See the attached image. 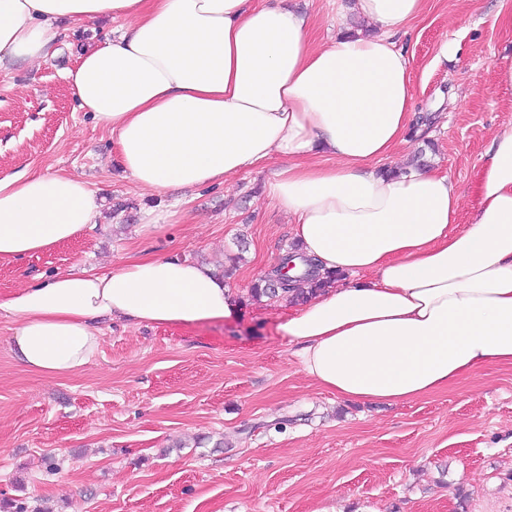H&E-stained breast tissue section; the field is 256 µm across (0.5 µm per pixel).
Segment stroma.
Masks as SVG:
<instances>
[{
	"label": "stroma",
	"mask_w": 512,
	"mask_h": 512,
	"mask_svg": "<svg viewBox=\"0 0 512 512\" xmlns=\"http://www.w3.org/2000/svg\"><path fill=\"white\" fill-rule=\"evenodd\" d=\"M288 4L310 15L315 45L335 37L331 0ZM119 27L84 26L40 65L0 72V173L72 174L103 202L77 239L1 262L0 295L57 272L179 256L232 269L240 308L187 328L104 321L94 361L68 376L20 365L1 313L0 501L30 512H512V365L400 404L346 402L307 378L278 329L287 302L249 296L297 244L292 218L264 194L281 159L223 185L139 188L64 78ZM446 41L457 47L448 60ZM399 44L415 117L384 165L407 167L426 149L462 188L467 223L490 137L512 122V91L496 78L512 56V0H428ZM150 211L166 222L148 225Z\"/></svg>",
	"instance_id": "35a3bbf8"
}]
</instances>
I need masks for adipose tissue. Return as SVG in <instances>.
<instances>
[{
	"instance_id": "1",
	"label": "adipose tissue",
	"mask_w": 512,
	"mask_h": 512,
	"mask_svg": "<svg viewBox=\"0 0 512 512\" xmlns=\"http://www.w3.org/2000/svg\"><path fill=\"white\" fill-rule=\"evenodd\" d=\"M425 4L355 0L363 29L316 47L309 17L283 0H0V70L45 60L64 24L124 20L65 79L111 130L125 174L166 193L282 158L267 198L294 218L316 271L345 276L281 326L301 371L340 398L406 403L512 364V123L490 140L468 223L448 176L377 168L411 123L397 39ZM99 207L73 175L0 177V262L70 242ZM237 306L212 268L178 258L58 273L0 297L15 359L55 376L93 361L103 318L177 328Z\"/></svg>"
}]
</instances>
